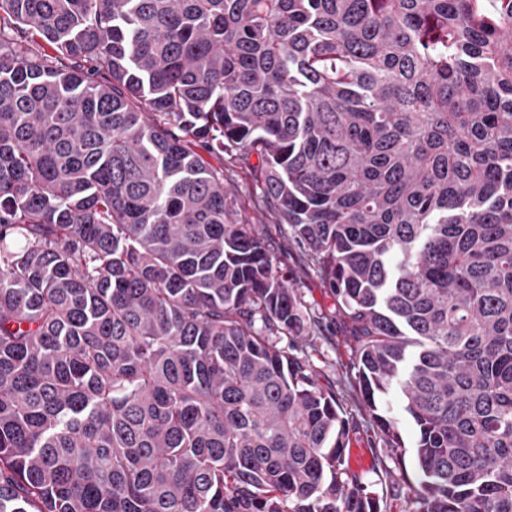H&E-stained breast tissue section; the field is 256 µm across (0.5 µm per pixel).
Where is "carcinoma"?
I'll use <instances>...</instances> for the list:
<instances>
[{"mask_svg":"<svg viewBox=\"0 0 512 512\" xmlns=\"http://www.w3.org/2000/svg\"><path fill=\"white\" fill-rule=\"evenodd\" d=\"M201 150L414 428L411 512H512V0H0V512H380Z\"/></svg>","mask_w":512,"mask_h":512,"instance_id":"1","label":"carcinoma"}]
</instances>
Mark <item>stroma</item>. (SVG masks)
<instances>
[{
    "label": "stroma",
    "mask_w": 512,
    "mask_h": 512,
    "mask_svg": "<svg viewBox=\"0 0 512 512\" xmlns=\"http://www.w3.org/2000/svg\"><path fill=\"white\" fill-rule=\"evenodd\" d=\"M224 184L234 202L237 219L254 225L257 232L271 246L277 265L289 272L294 279L307 308L321 313L323 321L316 335L298 338L296 344L308 356L321 381L335 385L336 393L347 416L356 421L350 435L348 466L357 474L370 491L382 493L380 506L383 512H404L408 487L404 474L413 473L412 455H405L403 471L393 474L387 485H380V461L389 453L383 444L373 443L372 420L364 411L355 372L351 367L354 358L353 343L345 325L336 316V300L320 273L310 263L302 245L288 232L286 225L260 207L250 171L243 165L225 163Z\"/></svg>",
    "instance_id": "35a3bbf8"
}]
</instances>
